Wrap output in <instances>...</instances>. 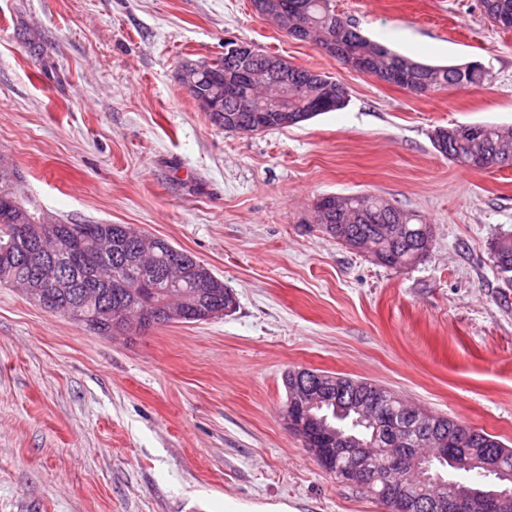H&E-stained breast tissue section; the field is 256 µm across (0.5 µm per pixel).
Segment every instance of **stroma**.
<instances>
[{"instance_id": "1", "label": "stroma", "mask_w": 512, "mask_h": 512, "mask_svg": "<svg viewBox=\"0 0 512 512\" xmlns=\"http://www.w3.org/2000/svg\"><path fill=\"white\" fill-rule=\"evenodd\" d=\"M362 34L482 86L416 96L285 36L251 0H0V150L75 224H131L233 288L235 310L126 338L0 285V512H387L287 426L285 372L370 380L512 446V167L461 168L454 124H512V31L479 0H334ZM247 42L349 89L283 129L227 132L177 79ZM369 191L433 227L392 269L313 222Z\"/></svg>"}]
</instances>
